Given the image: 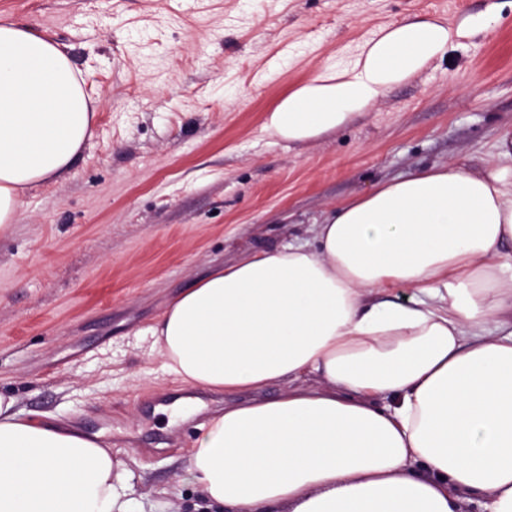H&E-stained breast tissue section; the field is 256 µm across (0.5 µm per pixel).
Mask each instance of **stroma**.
Here are the masks:
<instances>
[{
  "label": "stroma",
  "mask_w": 512,
  "mask_h": 512,
  "mask_svg": "<svg viewBox=\"0 0 512 512\" xmlns=\"http://www.w3.org/2000/svg\"><path fill=\"white\" fill-rule=\"evenodd\" d=\"M0 16L52 33L97 102L80 156L0 238V390L100 434L145 512H198L189 449L217 403L163 372L148 328L214 267L312 240L328 205L494 160L512 136V0H0ZM404 20L458 36L343 129L264 130L288 91Z\"/></svg>",
  "instance_id": "35a3bbf8"
}]
</instances>
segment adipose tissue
<instances>
[{
	"label": "adipose tissue",
	"instance_id": "obj_1",
	"mask_svg": "<svg viewBox=\"0 0 512 512\" xmlns=\"http://www.w3.org/2000/svg\"><path fill=\"white\" fill-rule=\"evenodd\" d=\"M452 39L389 25L264 128L341 129ZM89 102L55 39L0 17V236L91 138ZM496 149L377 183L313 243L217 267L165 305L149 328L164 373L224 399L189 454L212 512H460L464 492L512 512V141ZM398 286L409 303L386 299ZM0 512L144 510L99 436L0 393Z\"/></svg>",
	"mask_w": 512,
	"mask_h": 512
}]
</instances>
